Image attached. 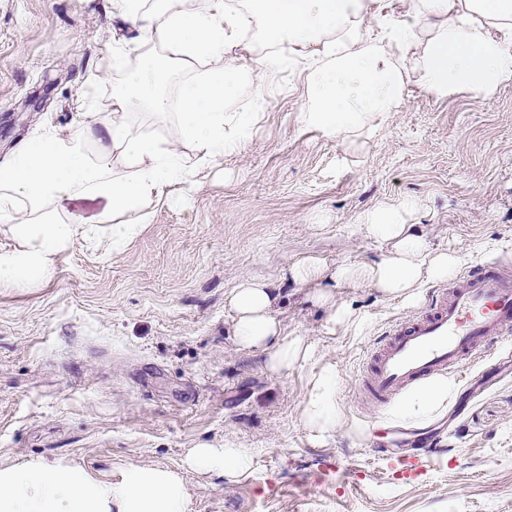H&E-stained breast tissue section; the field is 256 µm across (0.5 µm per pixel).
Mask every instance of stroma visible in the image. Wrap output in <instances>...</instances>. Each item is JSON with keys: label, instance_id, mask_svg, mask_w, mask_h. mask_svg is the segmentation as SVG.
<instances>
[{"label": "stroma", "instance_id": "35a3bbf8", "mask_svg": "<svg viewBox=\"0 0 512 512\" xmlns=\"http://www.w3.org/2000/svg\"><path fill=\"white\" fill-rule=\"evenodd\" d=\"M126 35L112 0H0V160L43 124L111 117L108 49ZM298 71L281 69L250 135L200 168L175 114L136 115L194 176L164 187L124 249L81 237L49 278L0 290V464L62 460L115 483L168 467L189 512H512V365H466L481 381L420 424L359 406L367 352L417 307L335 275L386 252L361 228L377 206L402 209L431 249L468 251L462 271L512 267V82L489 99L407 82L379 131L345 141L303 122ZM312 259L323 278L295 279ZM246 277L271 284L313 359L274 374L236 346L228 298ZM322 292L349 321L331 322ZM328 362L342 420L321 438L301 413ZM228 441L252 451L247 474L187 467L190 449ZM422 448V470L404 471Z\"/></svg>", "mask_w": 512, "mask_h": 512}]
</instances>
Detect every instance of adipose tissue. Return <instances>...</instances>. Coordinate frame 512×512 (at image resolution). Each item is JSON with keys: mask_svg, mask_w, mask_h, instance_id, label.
Wrapping results in <instances>:
<instances>
[{"mask_svg": "<svg viewBox=\"0 0 512 512\" xmlns=\"http://www.w3.org/2000/svg\"><path fill=\"white\" fill-rule=\"evenodd\" d=\"M112 9L133 36L111 48L112 69L122 76L112 119L89 112L71 132L45 126L0 163V235L9 239L0 244V288L50 276L80 235L81 225L58 209L62 199L105 200L100 221L118 249L148 222V200L170 182L189 179L190 170L132 122V114L175 111L177 132L195 144L201 165L238 148L268 107L261 84L281 65L276 54L249 62L230 56V49H250L251 31L305 60L302 119L334 137L379 129L402 105L410 78L443 97L463 90L488 97L512 82V0H410L400 18L384 15L380 0H243L238 7L227 0H112ZM370 21L380 32L375 42L364 34ZM131 43L141 48L133 60ZM199 59L208 60L211 71L184 85L179 104H172L168 81ZM117 214L122 222H114ZM364 227L391 248L373 264L342 274L382 296L414 302L424 282L453 277L463 260L457 251L431 250L392 212L369 213ZM275 301L269 284L256 278L240 282L229 297L237 345L266 352L269 369L278 373L312 349L283 332ZM335 387L336 367L328 364L307 391L302 419L317 435L331 433L341 420ZM455 393L453 380L431 377L408 390L390 416L422 421ZM188 464L238 476L249 471L252 454L229 444L202 447ZM0 512H188V493L182 475L168 468L133 467L115 484L78 465L33 459L0 465Z\"/></svg>", "mask_w": 512, "mask_h": 512, "instance_id": "obj_1", "label": "adipose tissue"}]
</instances>
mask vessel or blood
<instances>
[{
	"label": "vessel or blood",
	"instance_id": "b4317fda",
	"mask_svg": "<svg viewBox=\"0 0 512 512\" xmlns=\"http://www.w3.org/2000/svg\"><path fill=\"white\" fill-rule=\"evenodd\" d=\"M511 342L512 273L498 266L471 271L433 289L419 311L394 323L367 354L362 399L388 406L419 382Z\"/></svg>",
	"mask_w": 512,
	"mask_h": 512
}]
</instances>
